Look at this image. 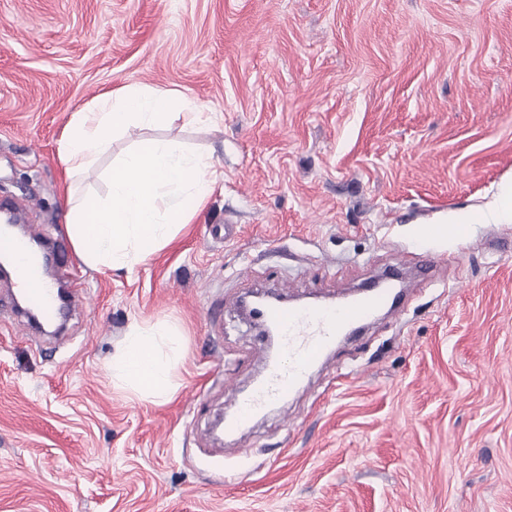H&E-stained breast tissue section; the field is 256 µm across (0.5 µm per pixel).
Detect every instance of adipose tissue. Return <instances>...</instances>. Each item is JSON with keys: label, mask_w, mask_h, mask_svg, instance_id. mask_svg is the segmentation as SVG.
<instances>
[{"label": "adipose tissue", "mask_w": 512, "mask_h": 512, "mask_svg": "<svg viewBox=\"0 0 512 512\" xmlns=\"http://www.w3.org/2000/svg\"><path fill=\"white\" fill-rule=\"evenodd\" d=\"M184 112L198 123L210 120L208 113L192 107L175 90L141 86L112 90L73 112L59 156L70 175L87 173L114 134ZM223 179V171L211 158L186 152L176 141L143 142L113 168L108 201L87 197L68 202L64 215L68 235L89 268H134L168 244L177 227L190 223ZM483 218L512 222L511 181L499 187L485 209L452 216L457 243L465 244L468 224ZM181 343V333L165 324L132 327L122 351L112 359L110 374L134 392L167 399L175 390L172 369L182 355Z\"/></svg>", "instance_id": "obj_1"}]
</instances>
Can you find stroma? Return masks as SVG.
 <instances>
[{"instance_id": "35a3bbf8", "label": "stroma", "mask_w": 512, "mask_h": 512, "mask_svg": "<svg viewBox=\"0 0 512 512\" xmlns=\"http://www.w3.org/2000/svg\"><path fill=\"white\" fill-rule=\"evenodd\" d=\"M125 85L213 112L114 135L66 179L72 112ZM173 138L224 181L133 269L62 266L87 297L56 338L0 314V512H512V222L422 237L512 180V0H0V198L66 238L62 199ZM230 224V239L208 227ZM405 308L344 338L231 438L265 370L251 290L357 293L393 264ZM181 331L165 401L113 382L132 325Z\"/></svg>"}]
</instances>
